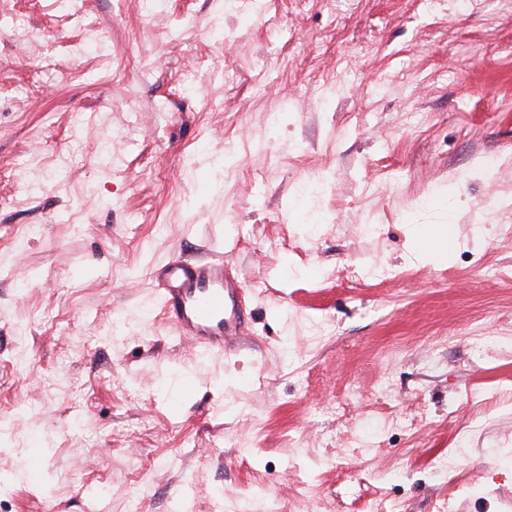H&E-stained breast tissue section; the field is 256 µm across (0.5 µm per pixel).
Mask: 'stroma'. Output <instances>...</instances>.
<instances>
[{
  "instance_id": "1",
  "label": "stroma",
  "mask_w": 512,
  "mask_h": 512,
  "mask_svg": "<svg viewBox=\"0 0 512 512\" xmlns=\"http://www.w3.org/2000/svg\"><path fill=\"white\" fill-rule=\"evenodd\" d=\"M268 3L0 0V512H512V0ZM209 247L198 358L153 275ZM414 242L427 261L448 255L455 245V224H424L415 230ZM158 278L164 315L201 355L224 356L237 349L248 325L240 304L244 286L229 273L223 251L194 263L172 256Z\"/></svg>"
}]
</instances>
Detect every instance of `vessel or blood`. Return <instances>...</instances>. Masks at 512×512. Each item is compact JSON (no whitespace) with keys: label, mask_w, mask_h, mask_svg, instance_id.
Here are the masks:
<instances>
[{"label":"vessel or blood","mask_w":512,"mask_h":512,"mask_svg":"<svg viewBox=\"0 0 512 512\" xmlns=\"http://www.w3.org/2000/svg\"><path fill=\"white\" fill-rule=\"evenodd\" d=\"M158 278L164 315L202 355L237 349L248 325L240 304L243 284L229 273L223 252L194 263L170 257Z\"/></svg>","instance_id":"1"}]
</instances>
